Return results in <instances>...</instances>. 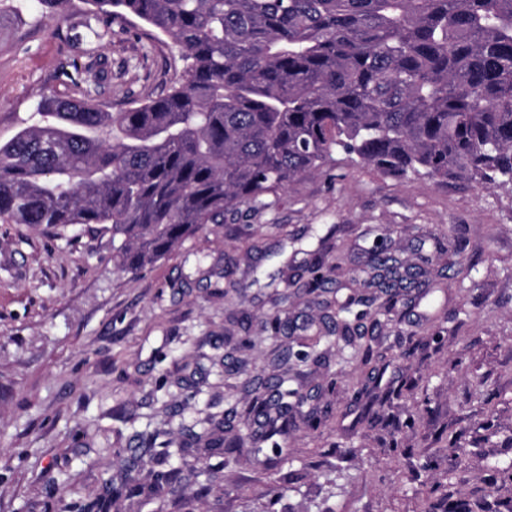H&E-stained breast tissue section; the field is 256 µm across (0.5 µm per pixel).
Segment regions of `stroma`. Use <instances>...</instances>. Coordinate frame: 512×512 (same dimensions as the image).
I'll list each match as a JSON object with an SVG mask.
<instances>
[{"mask_svg": "<svg viewBox=\"0 0 512 512\" xmlns=\"http://www.w3.org/2000/svg\"><path fill=\"white\" fill-rule=\"evenodd\" d=\"M85 0L42 17L37 0L0 9V140L45 96L66 97L74 59L95 51L96 98L124 112L167 93L182 53L139 20L91 42ZM389 252L422 273L372 330L390 363L360 399L363 375L339 367L336 342L308 368L339 380L317 432L297 423L286 463L270 469L246 448L188 440L247 405L224 372L225 340L251 337L248 369L268 375L288 330L327 305L377 295L368 258L384 229ZM457 261L464 274L449 270ZM339 266V293L312 298L309 266ZM192 385L193 399L184 387ZM163 431L171 465L199 461L208 492L159 501L124 491L117 451ZM455 436L458 450L441 452ZM512 461V189L397 178L334 163L286 190L226 212L137 274L114 270L112 235L98 224L0 223V512H71L106 499L107 512H413L420 482L447 485L454 512L506 496L496 464ZM65 494H57V487Z\"/></svg>", "mask_w": 512, "mask_h": 512, "instance_id": "35a3bbf8", "label": "stroma"}]
</instances>
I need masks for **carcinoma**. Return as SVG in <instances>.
<instances>
[{"instance_id": "1", "label": "carcinoma", "mask_w": 512, "mask_h": 512, "mask_svg": "<svg viewBox=\"0 0 512 512\" xmlns=\"http://www.w3.org/2000/svg\"><path fill=\"white\" fill-rule=\"evenodd\" d=\"M110 27L135 17L180 46L189 65L162 97L106 112L77 92L41 101L0 142V223L102 224L118 269L146 270L224 212L318 172L340 149L386 174L512 187V0H89ZM375 285L412 288L418 274L383 248ZM344 315L345 363H370V346ZM330 337L289 348L278 366L305 363ZM245 418L262 462L288 458L296 413L316 431L331 409L286 374L254 376ZM131 492L177 499L196 465L154 474ZM415 512H448L431 488Z\"/></svg>"}]
</instances>
